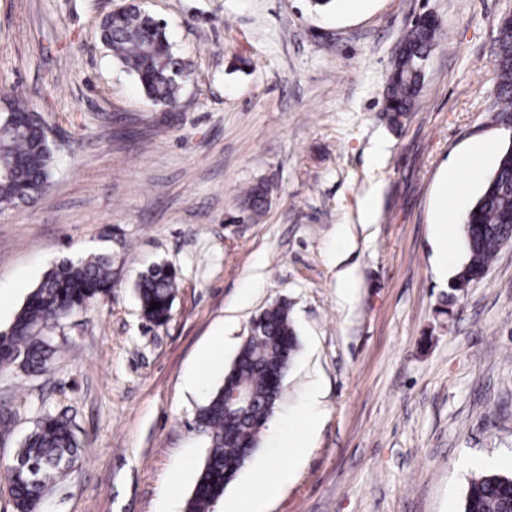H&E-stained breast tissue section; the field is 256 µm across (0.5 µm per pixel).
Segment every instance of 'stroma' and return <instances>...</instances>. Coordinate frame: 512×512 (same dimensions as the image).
<instances>
[{
  "label": "stroma",
  "instance_id": "obj_1",
  "mask_svg": "<svg viewBox=\"0 0 512 512\" xmlns=\"http://www.w3.org/2000/svg\"><path fill=\"white\" fill-rule=\"evenodd\" d=\"M129 2L0 0V91L40 112L58 146L46 194L0 211V331L51 266L112 257L111 294L59 324L49 370H0V410L13 418L0 460L65 411L77 470L43 512H185L207 454L196 410L252 319L284 301L299 350L225 499L287 466L265 512H460L479 470L512 472V247L452 292L466 244L439 271L433 213L447 164L477 140L512 143L491 63L512 0H366L358 11L335 0L320 12L310 0H138L191 64L175 112L101 41L102 18ZM425 16L438 40L395 123L387 78ZM260 184L256 214L244 193ZM155 263L178 280L161 326L134 291ZM344 266L358 277L349 304ZM219 340L222 360L190 388ZM314 391L322 418L292 463L282 444L302 431Z\"/></svg>",
  "mask_w": 512,
  "mask_h": 512
}]
</instances>
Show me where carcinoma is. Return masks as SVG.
<instances>
[{
  "label": "carcinoma",
  "mask_w": 512,
  "mask_h": 512,
  "mask_svg": "<svg viewBox=\"0 0 512 512\" xmlns=\"http://www.w3.org/2000/svg\"><path fill=\"white\" fill-rule=\"evenodd\" d=\"M102 38L112 56L133 73L154 105L171 112L182 108L180 91L189 74L178 57L165 26L132 4L120 15H108L101 23ZM438 33L435 21L416 23L405 34L402 51L395 57L385 91V111L397 120L411 111L421 91L424 68ZM493 64L497 74L496 118L512 124V23H499ZM0 101L11 112H0L8 132L0 135V209L20 202L34 203L46 192L52 178L57 150L43 117L22 99L3 95ZM268 190L252 188L246 196L249 208L262 210ZM465 240L467 258L452 288L462 290L488 274L512 233V143L502 151L480 196L469 210ZM112 288V256L94 255L65 260L50 269L29 295L8 330L0 332V369L17 365L26 373H42L57 352L52 330L74 312L108 295ZM178 288L176 273L155 265L141 274L135 291L143 317L164 324L170 316ZM157 302L160 307L149 310ZM256 332L242 342L224 379L234 382L251 398L242 413L224 409V386L211 392L195 416V429L207 441L208 452L186 512H209L214 499L224 495L242 469L248 445H257L263 429L277 409L282 388L271 373L289 367L299 341L291 308L276 303L254 318ZM80 443L71 418L48 413L23 440L4 471L16 512H40L47 490L75 472ZM512 508V474L494 470L472 477L464 495L462 512H509Z\"/></svg>",
  "instance_id": "1"
}]
</instances>
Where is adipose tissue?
<instances>
[{
  "mask_svg": "<svg viewBox=\"0 0 512 512\" xmlns=\"http://www.w3.org/2000/svg\"><path fill=\"white\" fill-rule=\"evenodd\" d=\"M492 149L491 141L474 142L456 163L446 167L443 172L440 184V207L435 216L437 223L444 227L441 237L442 247L438 252L440 266H447L454 255L452 223L465 191V183L469 180L474 182L480 178L482 162Z\"/></svg>",
  "mask_w": 512,
  "mask_h": 512,
  "instance_id": "obj_1",
  "label": "adipose tissue"
}]
</instances>
